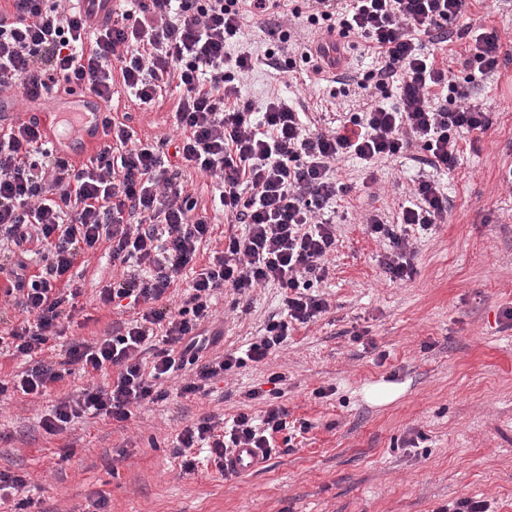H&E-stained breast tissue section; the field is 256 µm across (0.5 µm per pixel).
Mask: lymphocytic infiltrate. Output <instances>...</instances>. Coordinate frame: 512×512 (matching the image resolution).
I'll return each mask as SVG.
<instances>
[{"instance_id":"f902f5d3","label":"lymphocytic infiltrate","mask_w":512,"mask_h":512,"mask_svg":"<svg viewBox=\"0 0 512 512\" xmlns=\"http://www.w3.org/2000/svg\"><path fill=\"white\" fill-rule=\"evenodd\" d=\"M8 2L12 21L0 24V94L35 102L64 84L108 105L120 87L141 106L152 105L169 85L178 94L170 154L107 118L104 141L76 167L49 147L36 118L0 126V261L22 255L32 242L44 261L38 272L14 274L0 287V297L25 313L0 329V352L24 362L10 380H0V395L14 391L36 401L73 368L87 376L113 374L111 382L59 398L41 418L51 435L88 416L126 423L144 405L166 400L168 379L185 368L193 373L181 379L179 395L204 397L226 371L267 360L287 345L291 325L310 323L329 308L301 282L322 281L336 249V228L324 213L347 191L336 180L337 161L350 154L372 165L419 147L424 164L451 171L462 135L485 133L492 124L489 109L466 104V91L451 83L447 66L423 43L461 23L474 36L479 71H494L499 38L473 33L470 0H307L310 26L357 34L374 50L378 66L362 89L398 90L395 103L375 100L355 115L364 132L354 141L332 129L310 130L285 96L268 97L254 114L239 108L235 78L254 62L234 50L233 40L247 17L276 9L281 0H126L124 11L99 24L45 0ZM446 92L459 105L441 104ZM188 171L214 181L215 209L233 226L223 250L205 259L200 246L214 224L185 190ZM447 213L439 184L422 180L396 223L369 217L370 232L390 243L382 262L390 280L412 278L411 233L441 223ZM102 247L123 268L120 279L101 288L102 305L127 299L139 315L116 334L55 350L81 295L70 271L78 257ZM269 283L285 296L263 336L241 352H210L200 328L213 318L215 297L226 290L246 297ZM178 287V306L165 305ZM146 352L153 357L148 364ZM287 416L272 403L229 423L203 416L176 437L182 470H195V448L208 449L219 469L238 448L270 458L271 439L286 429Z\"/></svg>"}]
</instances>
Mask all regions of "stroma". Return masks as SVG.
I'll return each mask as SVG.
<instances>
[{
  "label": "stroma",
  "mask_w": 512,
  "mask_h": 512,
  "mask_svg": "<svg viewBox=\"0 0 512 512\" xmlns=\"http://www.w3.org/2000/svg\"><path fill=\"white\" fill-rule=\"evenodd\" d=\"M303 0L246 23L239 51L262 55L275 45ZM473 28L497 33L502 45L495 71L483 74L461 57L471 37L431 45L446 59L450 79L486 104L493 124L460 143L453 171H438L401 157L374 168L348 156L336 165L347 195L329 212L336 250L328 274L315 283L329 310L318 320L292 326L288 345L261 364L225 373L208 396L167 400L142 407L134 421L118 426L89 419L61 435L47 434L42 416L64 393L86 385L72 374L34 403H0V470L29 474L30 512H94L106 497L107 512H437L460 497L488 501L493 512H512V0H474ZM345 62L354 84L330 96V85L299 51L287 45L282 62L299 65L296 79L257 67L240 85L242 103L259 107L269 96L296 98L321 129L343 125L357 112L364 92L358 80L375 67L365 40L349 34ZM176 98L137 105L127 94L112 101L114 120L130 125L146 143L175 136ZM439 183L448 197L443 223L412 238L415 273L390 281L381 262L386 238L371 234L369 216L395 222L420 180ZM82 307L67 338L111 331L124 315L99 302L101 288L119 279L121 267L104 251L72 270ZM276 284L255 288L247 307L231 294L217 297L220 347L244 346L260 336L281 308ZM283 374L279 405L289 427L274 436L276 448L252 473L222 476L199 463L183 473L174 439L201 417L232 419L257 413L264 401L247 396L271 390ZM384 387L392 398H371ZM328 389L318 397L316 389ZM308 423L300 431V423ZM68 459H60L64 447Z\"/></svg>",
  "instance_id": "obj_1"
}]
</instances>
